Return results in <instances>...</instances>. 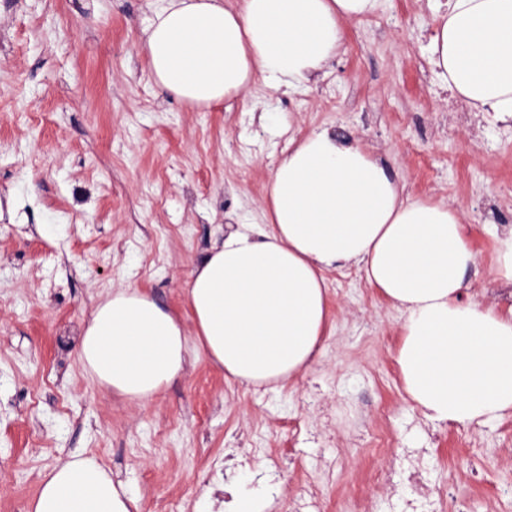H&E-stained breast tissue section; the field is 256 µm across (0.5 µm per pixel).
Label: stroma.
Wrapping results in <instances>:
<instances>
[{
    "label": "stroma",
    "mask_w": 512,
    "mask_h": 512,
    "mask_svg": "<svg viewBox=\"0 0 512 512\" xmlns=\"http://www.w3.org/2000/svg\"><path fill=\"white\" fill-rule=\"evenodd\" d=\"M161 0H0V512H27L41 476L73 452L97 458L139 500L224 512L238 485L195 487L226 444L288 447L289 424L322 428L343 465L330 512L365 493L353 405L388 408L395 445L426 434L431 488H463L477 512L512 482V414L489 426L422 420L397 362L403 319L357 267L328 271V322L313 366L285 386L225 378L204 351L147 402L100 386L78 357L92 308L117 288L149 293L192 328L185 288L229 222L262 220L289 135L346 129L375 148L412 198L462 209L478 256L470 293L512 313L485 213L512 215V117L454 112L425 49L433 0H381L345 25V53L318 84L207 110L162 100L140 50ZM278 113L289 134L265 126ZM57 231L43 237L37 225Z\"/></svg>",
    "instance_id": "obj_1"
}]
</instances>
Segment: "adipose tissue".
I'll list each match as a JSON object with an SVG mask.
<instances>
[{
  "label": "adipose tissue",
  "mask_w": 512,
  "mask_h": 512,
  "mask_svg": "<svg viewBox=\"0 0 512 512\" xmlns=\"http://www.w3.org/2000/svg\"><path fill=\"white\" fill-rule=\"evenodd\" d=\"M378 0H163L141 47L158 88L208 108L255 78L290 91L325 78L344 25ZM434 74L478 112L512 114V0H447L426 48ZM464 215L411 199L372 147L328 130L289 138L263 221L224 233L192 274L194 334L138 288L100 302L78 356L98 383L146 400L185 369L197 340L226 377L284 383L307 370L327 323L326 271L353 265L403 316L404 389L425 417L484 425L512 411V315L465 298L477 256ZM95 458L44 472L29 512H139Z\"/></svg>",
  "instance_id": "adipose-tissue-1"
}]
</instances>
